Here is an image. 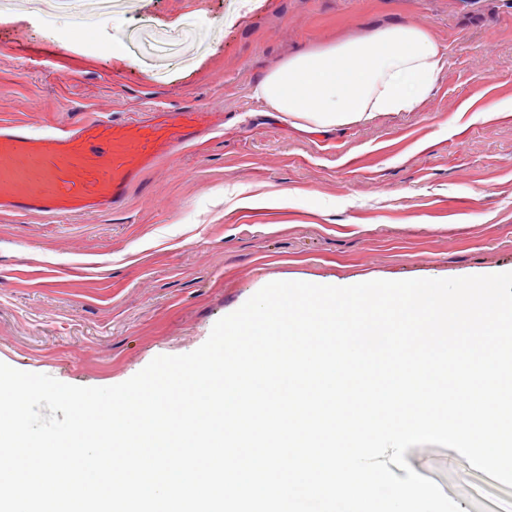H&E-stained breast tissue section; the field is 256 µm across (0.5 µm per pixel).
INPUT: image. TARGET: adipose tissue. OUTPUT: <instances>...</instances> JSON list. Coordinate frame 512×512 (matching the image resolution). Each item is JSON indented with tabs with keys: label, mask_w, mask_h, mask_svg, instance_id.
I'll list each match as a JSON object with an SVG mask.
<instances>
[{
	"label": "adipose tissue",
	"mask_w": 512,
	"mask_h": 512,
	"mask_svg": "<svg viewBox=\"0 0 512 512\" xmlns=\"http://www.w3.org/2000/svg\"><path fill=\"white\" fill-rule=\"evenodd\" d=\"M443 65L444 50L430 32L403 25L290 56L252 93L293 125L327 131L366 122L378 112L414 111Z\"/></svg>",
	"instance_id": "1"
}]
</instances>
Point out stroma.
I'll return each instance as SVG.
<instances>
[{"label":"stroma","instance_id":"35a3bbf8","mask_svg":"<svg viewBox=\"0 0 512 512\" xmlns=\"http://www.w3.org/2000/svg\"><path fill=\"white\" fill-rule=\"evenodd\" d=\"M406 24L446 53L417 111L320 134L251 96L288 56ZM153 104L224 128L120 210L0 218V362L107 387L274 281L512 270V0H0V116L48 130ZM282 189L286 207L237 205ZM405 458L463 512H512V487L457 451Z\"/></svg>","mask_w":512,"mask_h":512}]
</instances>
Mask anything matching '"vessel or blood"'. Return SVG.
I'll return each mask as SVG.
<instances>
[{"label": "vessel or blood", "mask_w": 512, "mask_h": 512, "mask_svg": "<svg viewBox=\"0 0 512 512\" xmlns=\"http://www.w3.org/2000/svg\"><path fill=\"white\" fill-rule=\"evenodd\" d=\"M223 121L189 107L144 119L96 112L50 131L0 118V215L60 218L121 207L149 169Z\"/></svg>", "instance_id": "b4317fda"}]
</instances>
